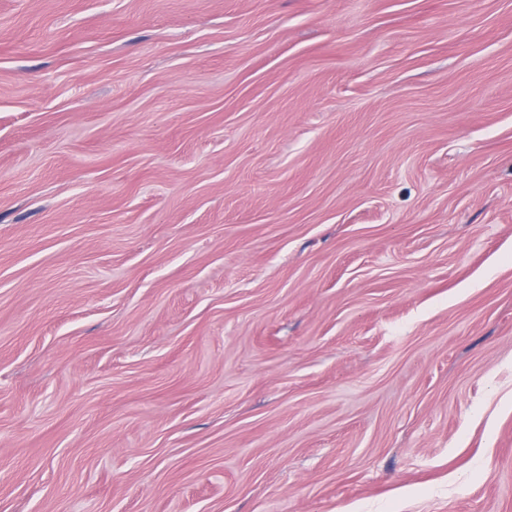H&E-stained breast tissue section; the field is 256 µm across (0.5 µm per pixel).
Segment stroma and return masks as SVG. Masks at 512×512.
I'll return each instance as SVG.
<instances>
[{
    "label": "stroma",
    "mask_w": 512,
    "mask_h": 512,
    "mask_svg": "<svg viewBox=\"0 0 512 512\" xmlns=\"http://www.w3.org/2000/svg\"><path fill=\"white\" fill-rule=\"evenodd\" d=\"M0 512H512V0H0Z\"/></svg>",
    "instance_id": "1"
}]
</instances>
